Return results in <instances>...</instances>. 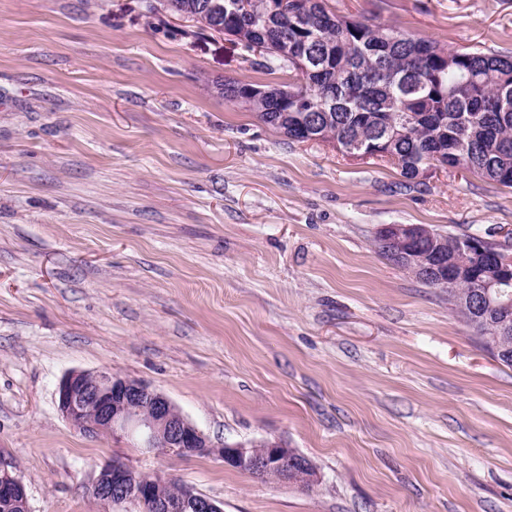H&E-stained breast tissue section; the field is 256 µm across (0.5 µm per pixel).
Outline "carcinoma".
Here are the masks:
<instances>
[{
	"mask_svg": "<svg viewBox=\"0 0 512 512\" xmlns=\"http://www.w3.org/2000/svg\"><path fill=\"white\" fill-rule=\"evenodd\" d=\"M167 0L170 10L192 13L201 31L218 24L247 51L258 54L251 67L268 74L286 70L292 80L246 83L226 80L216 88L288 139L340 145L357 142L369 157L385 151L408 180L435 160L478 177L512 187V55L477 47L450 48L370 19L338 15L328 0H284L272 13L268 0ZM299 98L278 105L281 89ZM261 89L250 96L248 91ZM448 265L457 287L448 304L466 324L512 366V308L470 309L474 269L469 242L477 234L444 233ZM374 246L393 262L394 251H430L426 244L386 249L381 233Z\"/></svg>",
	"mask_w": 512,
	"mask_h": 512,
	"instance_id": "cac0c4a2",
	"label": "carcinoma"
}]
</instances>
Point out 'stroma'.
Listing matches in <instances>:
<instances>
[{"label": "stroma", "instance_id": "35a3bbf8", "mask_svg": "<svg viewBox=\"0 0 512 512\" xmlns=\"http://www.w3.org/2000/svg\"><path fill=\"white\" fill-rule=\"evenodd\" d=\"M512 52V0H330ZM146 0H0V465L31 512H136L120 459L224 512H512V367L380 256L385 224L512 240V188L289 140L206 80L288 81ZM165 394L214 444L279 440L311 489L89 437L74 370Z\"/></svg>", "mask_w": 512, "mask_h": 512}]
</instances>
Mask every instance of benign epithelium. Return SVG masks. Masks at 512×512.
Here are the masks:
<instances>
[{
    "label": "benign epithelium",
    "mask_w": 512,
    "mask_h": 512,
    "mask_svg": "<svg viewBox=\"0 0 512 512\" xmlns=\"http://www.w3.org/2000/svg\"><path fill=\"white\" fill-rule=\"evenodd\" d=\"M381 230L387 244L423 240L432 235V229L422 224H385ZM495 257L496 277H478L473 284L487 300L493 295L501 296L500 288L512 283V251L498 249ZM57 408L63 418L84 434L126 438L140 448L161 453L214 455L224 465L245 470L259 479L275 476L299 486L318 481L313 464L300 459L280 441L214 445L164 394L118 372H69L58 385ZM91 492L95 498L110 504L133 503L141 512H223L214 500L190 487L171 495L164 485L137 476L117 460L100 468ZM0 512H30L24 485L2 466Z\"/></svg>",
    "instance_id": "1"
}]
</instances>
